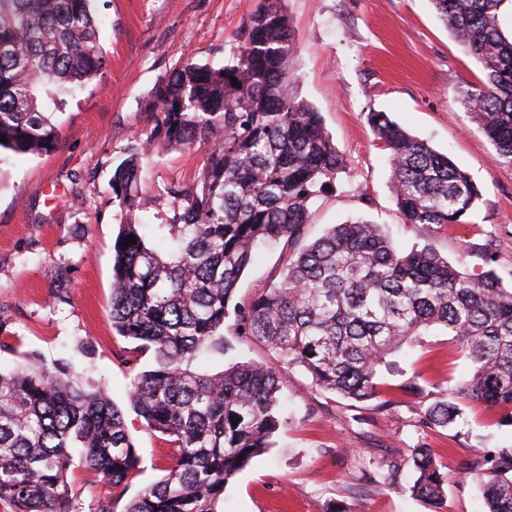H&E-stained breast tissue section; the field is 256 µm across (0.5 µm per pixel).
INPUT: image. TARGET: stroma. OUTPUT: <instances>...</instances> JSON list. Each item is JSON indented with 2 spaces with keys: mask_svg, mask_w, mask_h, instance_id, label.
Returning a JSON list of instances; mask_svg holds the SVG:
<instances>
[{
  "mask_svg": "<svg viewBox=\"0 0 512 512\" xmlns=\"http://www.w3.org/2000/svg\"><path fill=\"white\" fill-rule=\"evenodd\" d=\"M259 0H94L105 68L59 114L55 148L34 155L0 152V371L28 356L67 359L102 381L142 458L113 512L160 480L173 448L130 412L131 376L154 364L112 328L113 244L120 212L112 199L115 167L145 137L153 92L181 61L224 64ZM298 46L292 69L299 93L320 112L342 155L353 190H336L310 209L307 240L334 224L367 217L386 225L404 251L431 245L471 272L492 264L512 285V166L465 112L458 92L480 66L436 15L430 0H284ZM385 112L467 171L483 198L470 223L406 224L389 180L388 152L368 123ZM203 149H155L143 171L147 202L136 214L155 224V198L170 182L192 181ZM283 245L261 246L236 301L275 278ZM87 342L80 350L78 342ZM379 372L376 399L356 402L316 389L298 367L288 371L284 427L224 489V512H484L463 476L477 455L512 448L504 411L461 402L456 424H429L425 409L467 372L446 335L432 333ZM241 361L276 366L268 347L231 340L193 362L215 373ZM430 448L449 475L441 510L413 498L411 449ZM399 466L400 489L380 480Z\"/></svg>",
  "mask_w": 512,
  "mask_h": 512,
  "instance_id": "obj_1",
  "label": "stroma"
}]
</instances>
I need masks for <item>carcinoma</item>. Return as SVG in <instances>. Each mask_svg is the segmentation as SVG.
I'll return each instance as SVG.
<instances>
[{
  "instance_id": "carcinoma-1",
  "label": "carcinoma",
  "mask_w": 512,
  "mask_h": 512,
  "mask_svg": "<svg viewBox=\"0 0 512 512\" xmlns=\"http://www.w3.org/2000/svg\"><path fill=\"white\" fill-rule=\"evenodd\" d=\"M507 2L431 0L483 73L459 102L512 166V35L499 20ZM236 41L224 66L187 59L158 84L145 141L112 175L123 218L113 244L112 328L135 351H153L155 366L132 376L129 399L174 448L166 474L125 512H224V487L283 426L286 372L255 362L215 374L191 368L224 345L226 332L266 344L316 388L358 402L378 397L387 357L439 332L469 371L427 409V421L454 423L461 400L512 416V288L491 269L461 270L431 246L400 252L363 218L305 242L310 205L346 172L343 158L296 91L283 0H265ZM106 64L91 0H0V150L51 149L55 114ZM368 120L389 151L404 223H469L482 199L471 176L387 113ZM156 146L204 149L195 180L170 183L157 212L174 243L167 256L135 222L143 160ZM130 234L136 244L126 247ZM267 240L286 246L279 279L252 301L232 303ZM77 462L107 489L99 512H112L141 456L106 389L65 361L0 373V503L10 512H74L68 476ZM408 462L411 495L440 503L448 473L432 451L415 448ZM464 477L481 490L486 512H512V448L474 461Z\"/></svg>"
}]
</instances>
